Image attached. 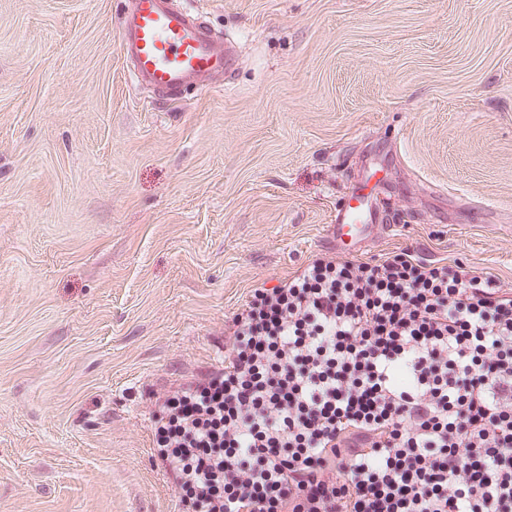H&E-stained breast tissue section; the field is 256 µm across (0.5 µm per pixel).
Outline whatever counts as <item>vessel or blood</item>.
<instances>
[{"mask_svg":"<svg viewBox=\"0 0 512 512\" xmlns=\"http://www.w3.org/2000/svg\"><path fill=\"white\" fill-rule=\"evenodd\" d=\"M120 50L136 83L159 90L203 86L237 64L230 47L220 45L195 14L175 8L172 0H129ZM382 221L379 204L369 196L339 206L331 226L337 251H346L348 239Z\"/></svg>","mask_w":512,"mask_h":512,"instance_id":"vessel-or-blood-1","label":"vessel or blood"}]
</instances>
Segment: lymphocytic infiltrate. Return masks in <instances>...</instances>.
<instances>
[{"label": "lymphocytic infiltrate", "instance_id": "obj_1", "mask_svg": "<svg viewBox=\"0 0 512 512\" xmlns=\"http://www.w3.org/2000/svg\"><path fill=\"white\" fill-rule=\"evenodd\" d=\"M159 397L181 512H512V289L404 249L257 288Z\"/></svg>", "mask_w": 512, "mask_h": 512}]
</instances>
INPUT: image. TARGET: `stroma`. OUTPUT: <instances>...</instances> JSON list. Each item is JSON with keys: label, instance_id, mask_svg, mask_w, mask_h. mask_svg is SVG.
Returning a JSON list of instances; mask_svg holds the SVG:
<instances>
[{"label": "stroma", "instance_id": "1", "mask_svg": "<svg viewBox=\"0 0 512 512\" xmlns=\"http://www.w3.org/2000/svg\"><path fill=\"white\" fill-rule=\"evenodd\" d=\"M240 64L139 86L128 0H0V512H179L156 395L256 288L409 248L512 289V0H175ZM361 187H354L352 191V199L357 201V205L345 203L336 208L333 222L330 224L332 229V242L336 246V251L345 252L350 250L349 244L346 243L344 237L350 239L357 238L376 224L383 222V214L376 200L368 195H360Z\"/></svg>", "mask_w": 512, "mask_h": 512}]
</instances>
